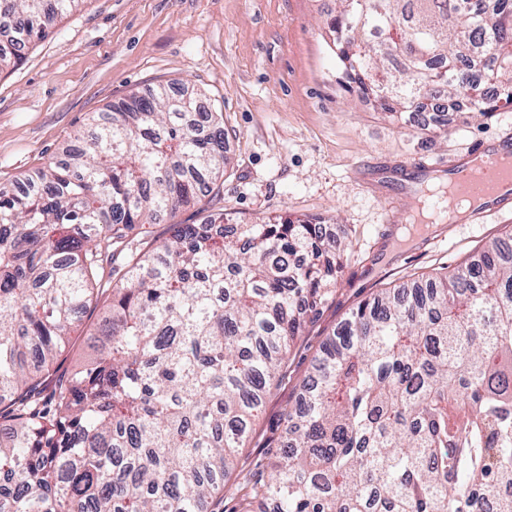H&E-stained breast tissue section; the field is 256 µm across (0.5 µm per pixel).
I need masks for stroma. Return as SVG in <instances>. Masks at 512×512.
Segmentation results:
<instances>
[{
  "mask_svg": "<svg viewBox=\"0 0 512 512\" xmlns=\"http://www.w3.org/2000/svg\"><path fill=\"white\" fill-rule=\"evenodd\" d=\"M335 8L334 0H84L19 67L0 72L2 191L65 160L93 116L155 85H185L223 112L231 165L217 196L181 207L171 223L144 225L135 247L150 250L171 224H198L209 212L239 224L319 222L350 242L335 293L292 346L287 377L272 386L214 512H232L236 483L267 476L315 356L353 309L512 234L509 211L482 224L404 222L419 202L405 184L512 131V106L416 125L405 113L389 117L342 76L327 26Z\"/></svg>",
  "mask_w": 512,
  "mask_h": 512,
  "instance_id": "obj_1",
  "label": "stroma"
}]
</instances>
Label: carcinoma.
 Returning a JSON list of instances; mask_svg holds the SVG:
<instances>
[{
    "label": "carcinoma",
    "mask_w": 512,
    "mask_h": 512,
    "mask_svg": "<svg viewBox=\"0 0 512 512\" xmlns=\"http://www.w3.org/2000/svg\"><path fill=\"white\" fill-rule=\"evenodd\" d=\"M84 0H0V71ZM343 73L390 116L439 92L512 105V0H336ZM487 57L488 98L463 63ZM440 68L431 67V62ZM164 86L0 192V512H208L295 339L343 268L323 225L173 224L116 282L133 231L220 190L224 115ZM99 318L92 354L58 360ZM243 509L512 512V237L451 273L402 283L329 335Z\"/></svg>",
    "instance_id": "obj_1"
}]
</instances>
